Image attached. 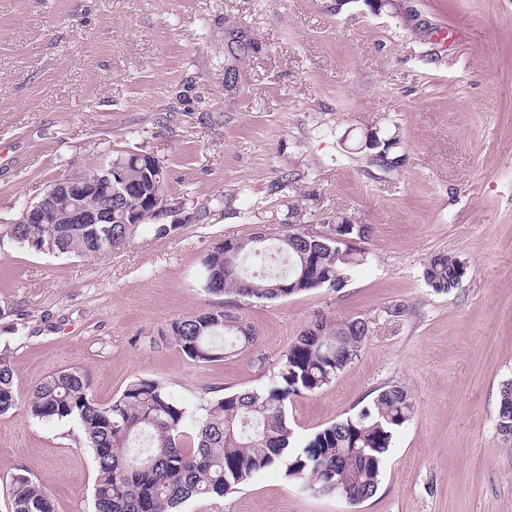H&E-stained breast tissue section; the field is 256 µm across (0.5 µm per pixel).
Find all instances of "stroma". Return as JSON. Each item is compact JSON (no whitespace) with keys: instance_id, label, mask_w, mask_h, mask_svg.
Instances as JSON below:
<instances>
[{"instance_id":"1","label":"stroma","mask_w":512,"mask_h":512,"mask_svg":"<svg viewBox=\"0 0 512 512\" xmlns=\"http://www.w3.org/2000/svg\"><path fill=\"white\" fill-rule=\"evenodd\" d=\"M371 131L398 135L401 167L361 150ZM121 152L164 166L183 225L163 238L140 225L92 257L0 242V346L21 392L77 366L100 403L147 378L194 411L214 389L264 387L311 322L359 318L358 359L287 412L301 441L405 388L416 412L376 494L320 496L272 469L184 512H512V438L497 426L512 380V0H0V224ZM298 209L371 226L344 287L205 291L216 241L280 231ZM438 253L467 267L446 294L423 278ZM208 309L245 319L255 345L200 365L160 341ZM17 472L55 512H92L76 422L0 415V512Z\"/></svg>"}]
</instances>
